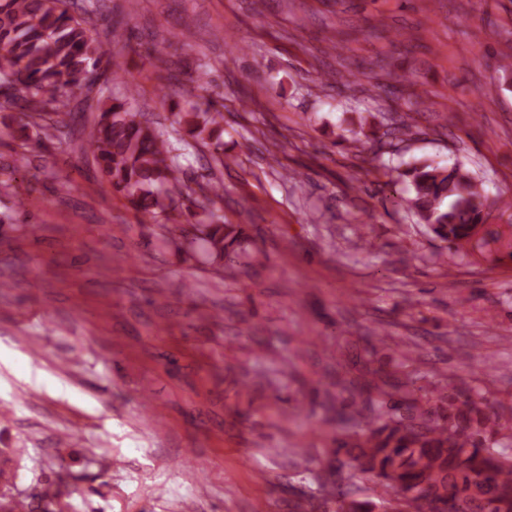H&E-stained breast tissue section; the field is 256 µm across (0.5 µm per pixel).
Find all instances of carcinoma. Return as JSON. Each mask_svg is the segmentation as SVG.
I'll use <instances>...</instances> for the list:
<instances>
[{
    "label": "carcinoma",
    "mask_w": 512,
    "mask_h": 512,
    "mask_svg": "<svg viewBox=\"0 0 512 512\" xmlns=\"http://www.w3.org/2000/svg\"><path fill=\"white\" fill-rule=\"evenodd\" d=\"M99 0H87L74 15L68 0H0V106L46 117L38 125L40 139L58 130L51 115L72 112L71 97L83 95L75 120L95 116L84 149L97 161L112 190L123 194L139 212L156 215L159 197L176 193L186 198L188 215L196 205L184 184L173 147L163 134L136 119L131 101L137 86L128 82V99L111 97L112 53L94 37L90 15ZM98 71L99 88L87 82ZM221 112L194 106L176 114V122L194 139L213 138ZM409 195L406 206L446 247L464 256L503 253L512 258V230L489 239L475 237L484 223L486 198L482 183L462 164L414 163L399 173ZM200 232L211 254L233 262L238 258L241 231L235 224H204ZM391 393L375 386L377 413L356 434L355 441L336 439L335 456L348 455L339 467H350L360 479L381 488L379 502L350 499L336 492L334 512H426L428 500L443 497L455 512H512V410L496 408L464 386L436 385L423 389L409 381L384 382ZM11 448H0V484L14 478Z\"/></svg>",
    "instance_id": "cac0c4a2"
}]
</instances>
